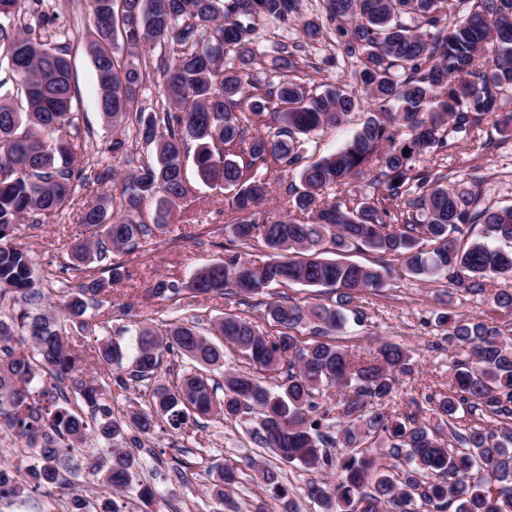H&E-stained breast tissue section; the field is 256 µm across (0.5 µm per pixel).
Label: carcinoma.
Listing matches in <instances>:
<instances>
[{"label":"carcinoma","instance_id":"carcinoma-1","mask_svg":"<svg viewBox=\"0 0 512 512\" xmlns=\"http://www.w3.org/2000/svg\"><path fill=\"white\" fill-rule=\"evenodd\" d=\"M447 0H322V13L356 60L355 88L313 93L288 80L274 87L250 78L259 21H285L297 0H91L92 38L86 48L98 82L97 105L117 126L134 118L135 134L155 143L156 163L140 166L122 185L124 215L113 219L102 195L80 209L83 237L70 250V267L82 274L60 302L44 301L32 256L14 244L23 218L54 216L72 199L74 186L105 184L114 170L90 168L78 134V99L71 84L66 47L43 40L52 19L45 0H0V87L20 86L23 101L0 99V301L18 306L0 318V423L25 448L35 449L25 469L0 466V502L25 488L53 486L70 497L71 512L96 504L70 490L61 462L74 448L85 456L100 484L113 493L132 483L143 460L139 448L159 419L175 429L201 418L254 414V434L285 465L309 473L336 471V481L312 482L307 496L321 512H512V337L478 317L438 314L437 326L462 359L446 394L428 396L436 418L451 428L453 447L419 412L388 408L401 378L412 373L410 355L385 343L372 359L355 357L324 340L347 324L345 310L356 295L384 287L390 259H403L405 273L446 280L457 292L486 296L490 311H512V287L486 293V285L512 280V206L479 208L472 185L449 186L429 170L415 169V155L441 154L484 120L512 135V115L499 114L512 90V0H472L470 11L448 24ZM159 49L154 70L140 62L145 48ZM238 64L224 65L226 51ZM303 43L273 46L276 66L295 69ZM153 78L165 103L138 106ZM366 117L344 147L300 166L306 137L341 124L357 110ZM197 145L193 156L188 143ZM203 184L231 192L227 210L233 242L260 240L271 261L253 265L234 249L195 271L187 282L159 280L153 295L182 292L235 297L263 295L284 282L329 288L335 304L274 301L267 315L282 328L264 334L251 320L227 313L214 337L192 325L167 323L139 331L130 376L153 383L148 410L127 420L112 416V386L100 365L122 368L127 354L100 340L85 355L66 341L67 323L85 327L88 308L106 283L87 274L99 264L112 279L125 276L112 259L135 252L168 225L191 194L187 163ZM264 167L279 173L299 169L293 214L278 220L258 216L267 182ZM375 168L380 191L358 199L325 190ZM155 202L154 224L135 219ZM368 251L379 267L347 261L341 254ZM335 257L327 258L325 254ZM286 275L282 282L278 276ZM314 325L307 342L297 328ZM245 355L256 373L279 378L268 387L256 373H224V395L208 373L224 366V346ZM188 359L194 370L178 383L161 380L165 355ZM47 376L55 393L46 406L33 384ZM340 390L336 401L323 391ZM481 412L492 426L473 423L461 432V412ZM335 413L331 430L322 420ZM402 469L393 472L382 455ZM262 482L282 498L278 472L256 467ZM237 467L226 464L211 495L227 512Z\"/></svg>","mask_w":512,"mask_h":512}]
</instances>
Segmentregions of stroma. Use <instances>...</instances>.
Instances as JSON below:
<instances>
[{"instance_id":"1","label":"stroma","mask_w":512,"mask_h":512,"mask_svg":"<svg viewBox=\"0 0 512 512\" xmlns=\"http://www.w3.org/2000/svg\"><path fill=\"white\" fill-rule=\"evenodd\" d=\"M55 19L48 32L52 41L65 43L71 63L72 84L80 104L79 136L87 144L88 158L97 167L113 164L107 147L113 138L124 137L137 159L152 162V145L135 138L128 126L115 127L96 107L97 78L85 45L90 37V0H51ZM321 0H299L298 14L291 21L276 19L260 21L256 33L258 54L252 72L264 82H279L284 73L272 63L274 43L305 42L306 63L300 64L294 78L308 90L319 93L330 87L351 83V69L342 65L343 50L331 29L322 37L305 40L302 24L322 21ZM361 113L348 115L335 127L316 132L307 145L308 161H316L342 147L358 127ZM483 135L489 147L472 145L458 153L424 154L414 165L428 167L445 176L447 183H474L480 193V207L512 204V136H501L493 126H486ZM188 206L203 215L199 224L182 223L172 217L162 231L156 232L146 251L121 255L125 277L108 286L99 306L92 309L89 329L79 325L68 328L67 341L77 351L90 349L96 339L106 338L134 350L139 327H160L167 323L195 326L204 335H211L213 325L224 314L233 313L250 319L268 335L278 328L266 315V306L274 300L289 299L298 303H331L334 295L325 288L299 285H276L270 293L247 298L246 302L219 296L195 297L184 293L174 299L153 296L158 280L188 281L202 267L220 260L229 244L230 215L225 214L227 192L192 181ZM94 195L92 189L79 188L70 208L44 223L23 221L14 233V242L28 249L42 278L41 287L51 293L73 288L77 272L68 268V252L81 235L77 213ZM359 319L348 322L337 334L336 344L350 352L368 356L389 341L407 349L413 363L411 375L403 377L399 393L404 397L447 392L457 352L445 341L435 317L441 312L466 316L483 314V296L449 292L445 282H428L402 273L399 264H392L391 275L384 288L360 293L353 303ZM252 415L237 419L207 420L202 426L173 429L167 420H159L153 434L146 438L145 466L134 477L128 492L115 495L119 512H224L222 505L210 494V485L224 464L238 468L233 499L239 512H283L272 491L257 484L255 466L279 470L281 483L298 504L299 512H320L318 505L305 495L310 473L286 466L252 434ZM154 492L151 502H143L141 488Z\"/></svg>"}]
</instances>
